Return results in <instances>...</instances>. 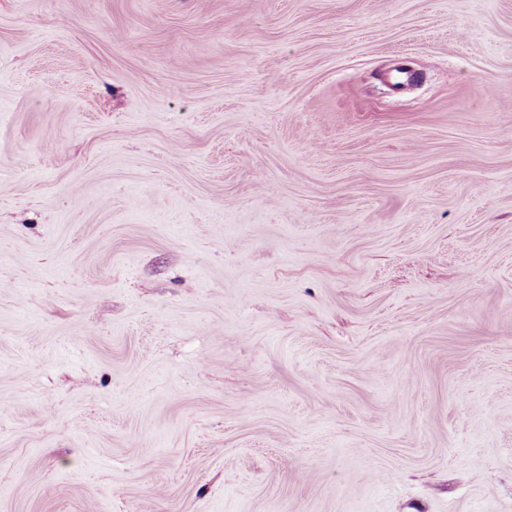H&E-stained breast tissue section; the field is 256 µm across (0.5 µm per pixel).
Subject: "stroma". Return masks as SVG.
<instances>
[{
  "instance_id": "35a3bbf8",
  "label": "stroma",
  "mask_w": 512,
  "mask_h": 512,
  "mask_svg": "<svg viewBox=\"0 0 512 512\" xmlns=\"http://www.w3.org/2000/svg\"><path fill=\"white\" fill-rule=\"evenodd\" d=\"M0 512H512V0H0Z\"/></svg>"
}]
</instances>
